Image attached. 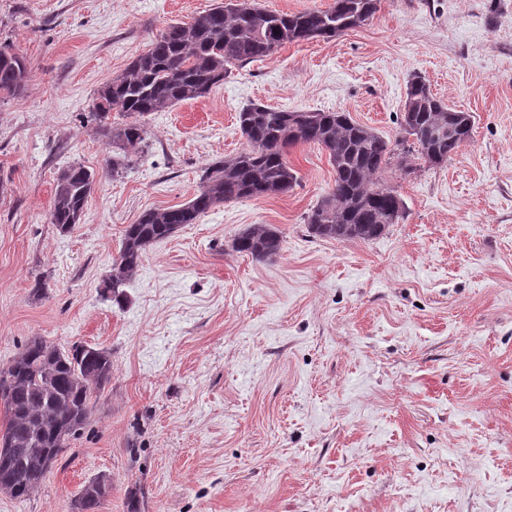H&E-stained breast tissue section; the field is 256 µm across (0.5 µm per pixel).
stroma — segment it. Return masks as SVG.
<instances>
[{
  "label": "stroma",
  "mask_w": 512,
  "mask_h": 512,
  "mask_svg": "<svg viewBox=\"0 0 512 512\" xmlns=\"http://www.w3.org/2000/svg\"><path fill=\"white\" fill-rule=\"evenodd\" d=\"M221 2L0 0V45L30 72L0 94V369L35 336L112 357L89 425L0 512H74L99 475L97 512H126L136 483L144 512H512V0H379L145 116L143 152L103 175L100 88ZM416 75L473 136L443 166L383 168L405 210L382 236L310 235L335 171L300 143L292 191L217 206L149 247L125 302L103 297L126 225L243 148L242 108L345 111L392 140ZM74 163L101 177L63 234L49 214ZM253 224L281 235L274 260L233 250ZM109 488L110 485L104 477L90 479L84 484L81 494L76 500V512H95L108 494Z\"/></svg>",
  "instance_id": "stroma-1"
}]
</instances>
